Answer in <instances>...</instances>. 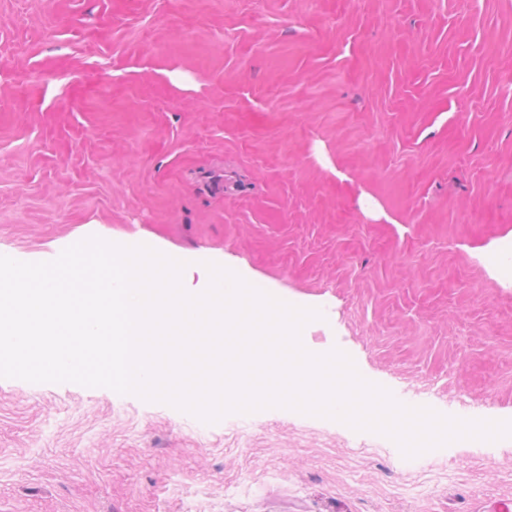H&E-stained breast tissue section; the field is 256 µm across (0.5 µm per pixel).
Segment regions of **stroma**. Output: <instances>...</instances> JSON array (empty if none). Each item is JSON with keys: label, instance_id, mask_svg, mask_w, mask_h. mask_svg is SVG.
Instances as JSON below:
<instances>
[{"label": "stroma", "instance_id": "1", "mask_svg": "<svg viewBox=\"0 0 512 512\" xmlns=\"http://www.w3.org/2000/svg\"><path fill=\"white\" fill-rule=\"evenodd\" d=\"M229 268L400 403L512 420V0H0V251ZM512 438L404 458L0 378V512H491Z\"/></svg>", "mask_w": 512, "mask_h": 512}]
</instances>
